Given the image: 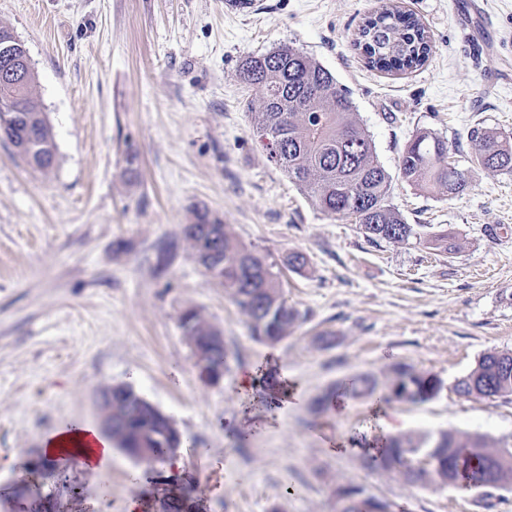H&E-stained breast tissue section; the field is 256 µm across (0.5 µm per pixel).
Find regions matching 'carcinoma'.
<instances>
[{
  "mask_svg": "<svg viewBox=\"0 0 512 512\" xmlns=\"http://www.w3.org/2000/svg\"><path fill=\"white\" fill-rule=\"evenodd\" d=\"M357 46L369 67L386 72H406L422 67L433 46L425 28L410 13L389 4L368 16L361 25ZM241 78L254 90L258 106L251 121L270 158L300 190L311 197L331 218H352L372 241L403 242L415 238L445 253L457 250L448 236L422 238L412 225L388 203L390 177L375 155L371 139L352 119L349 94L336 85L332 74L319 63L292 48H279L242 65ZM35 74L20 87L0 84V115L10 110V120L0 124V138L13 144L27 143V151L39 155L56 152L54 135L44 112L32 97ZM473 162L490 171L512 172V144L501 136L474 129ZM402 177L409 183L427 187L439 185L448 196L462 193L466 180L448 162V144L426 133L417 136L400 161ZM192 223L207 229L206 236L219 243L218 285L231 292L235 304L247 317L253 339L277 343L298 312L288 305L271 266L246 247L238 245L224 221L206 208L193 211ZM184 238L205 276L214 279L203 249V237L183 226ZM180 327L190 348L203 353L212 350L219 330L194 309L179 316ZM434 376L401 366L391 394L413 403L429 399ZM356 396H371L377 384L360 376L324 393L323 406L339 390ZM452 391L459 397L489 398L512 395V352L482 354L475 366L455 380ZM123 398L112 403V444L126 455L150 466L167 462L178 445L177 430L149 404L139 412ZM431 452L437 465L428 471L411 467L400 473L408 485L416 487L479 490L493 483L499 489L512 488V449L494 448L485 436L465 431L409 432L391 437L380 456L371 459L385 472L408 457ZM349 486L337 493L336 512H366L365 503ZM164 512H197L189 492L181 489L163 501Z\"/></svg>",
  "mask_w": 512,
  "mask_h": 512,
  "instance_id": "cac0c4a2",
  "label": "carcinoma"
}]
</instances>
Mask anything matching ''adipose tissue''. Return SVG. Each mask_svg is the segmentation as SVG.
<instances>
[{"label": "adipose tissue", "instance_id": "adipose-tissue-1", "mask_svg": "<svg viewBox=\"0 0 512 512\" xmlns=\"http://www.w3.org/2000/svg\"><path fill=\"white\" fill-rule=\"evenodd\" d=\"M41 446L47 457L68 453L87 469L112 455L111 437L100 428L80 421L61 424L42 438Z\"/></svg>", "mask_w": 512, "mask_h": 512}]
</instances>
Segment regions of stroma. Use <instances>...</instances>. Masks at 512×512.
<instances>
[{
  "instance_id": "35a3bbf8",
  "label": "stroma",
  "mask_w": 512,
  "mask_h": 512,
  "mask_svg": "<svg viewBox=\"0 0 512 512\" xmlns=\"http://www.w3.org/2000/svg\"><path fill=\"white\" fill-rule=\"evenodd\" d=\"M0 0V25L26 45L34 97L57 144L49 171L0 141V512H159L191 485L203 512H335L363 487L392 512H512V490L421 488L369 469L361 447L380 418L399 432L467 431L512 448V396L457 397L454 381L490 350H512V172L473 164L469 133L512 142V0H484L487 52L457 0H396L433 43L416 70L369 68L354 44L387 0ZM292 47L347 89L390 176L388 202L447 254L370 241L333 219L271 162L254 135L246 59ZM429 132L467 186L418 188L399 162ZM136 155V176L126 172ZM217 214L262 255L299 312L287 336L251 338L245 315L195 262L182 228ZM503 225L490 237L487 228ZM305 255L292 269L289 253ZM187 308L222 331L229 369L206 384L179 326ZM442 388L411 403L347 397L316 410L338 381L386 391L399 365ZM252 373L248 388L243 374ZM126 383L185 437L178 469L120 450L95 471L41 453L64 422L98 423L95 392Z\"/></svg>"
}]
</instances>
